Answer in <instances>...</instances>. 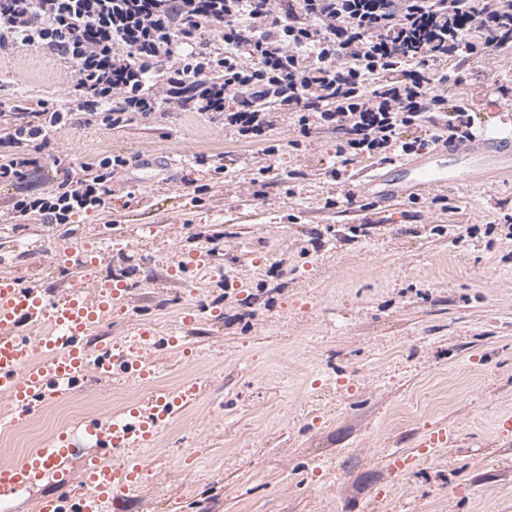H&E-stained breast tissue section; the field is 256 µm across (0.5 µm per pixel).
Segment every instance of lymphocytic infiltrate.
I'll list each match as a JSON object with an SVG mask.
<instances>
[{
	"label": "lymphocytic infiltrate",
	"instance_id": "f902f5d3",
	"mask_svg": "<svg viewBox=\"0 0 512 512\" xmlns=\"http://www.w3.org/2000/svg\"><path fill=\"white\" fill-rule=\"evenodd\" d=\"M512 49V0H0V55L34 50L77 67L60 107L0 105V182L40 168L53 128L91 116L108 129L171 111L210 112L240 138L266 141L287 115L314 146L336 136V165L387 162L473 138L476 115L444 84L466 54ZM237 108L224 109L225 96ZM40 193L0 200V222L68 224L105 208L123 156L66 166Z\"/></svg>",
	"mask_w": 512,
	"mask_h": 512
}]
</instances>
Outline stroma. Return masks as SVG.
<instances>
[{
	"label": "stroma",
	"mask_w": 512,
	"mask_h": 512,
	"mask_svg": "<svg viewBox=\"0 0 512 512\" xmlns=\"http://www.w3.org/2000/svg\"><path fill=\"white\" fill-rule=\"evenodd\" d=\"M463 67L469 81L448 92L484 112L498 103L494 84L512 79V51ZM74 74L50 54L0 57V100L61 103ZM298 136L285 117L269 134L279 151L267 156L208 114L112 130L91 121L51 132L40 171L0 184L2 199L50 186L57 143L76 165L129 160L106 209L69 224L0 223V281L53 300L87 275L122 280L125 307L103 335L129 343L149 325L159 385L201 384L156 447L141 449L125 512H512V435L501 432L512 419V240L501 227L512 181L449 186L450 213L429 192L382 204L355 238L364 211L325 206L344 192L327 173L335 135L304 154L290 146ZM201 155L222 156L224 172L206 173ZM261 166L269 186L257 198L250 179ZM295 168L306 176L288 183ZM194 181L212 185L198 203L186 191ZM145 222L155 234L142 233ZM81 243L99 251L88 272L57 260ZM181 250L204 264L172 274ZM149 391L86 377L30 421L0 427V464ZM441 428L448 443L420 450Z\"/></svg>",
	"instance_id": "stroma-1"
}]
</instances>
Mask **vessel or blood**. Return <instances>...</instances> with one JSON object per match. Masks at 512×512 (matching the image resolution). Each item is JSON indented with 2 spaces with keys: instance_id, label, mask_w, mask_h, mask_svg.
<instances>
[{
  "instance_id": "vessel-or-blood-1",
  "label": "vessel or blood",
  "mask_w": 512,
  "mask_h": 512,
  "mask_svg": "<svg viewBox=\"0 0 512 512\" xmlns=\"http://www.w3.org/2000/svg\"><path fill=\"white\" fill-rule=\"evenodd\" d=\"M458 159L474 172L512 175V131H486L465 142L438 145L418 158H397L361 175L358 187L384 202L411 188L434 190L453 182L448 164ZM126 296L121 282L102 289L82 282L56 300L37 288L0 283V396L11 403L12 424L29 421L49 400L69 396L88 375L140 381L153 376L147 358L116 350L100 336L104 321ZM44 320L51 322L52 333L25 332V325ZM199 392L194 380L175 391L157 387L144 402L118 413L80 419L21 461L0 466V502L53 484L56 492L43 495L38 512H111L126 500L143 470L134 449L156 446ZM102 451L113 453L112 463L99 460ZM75 460L83 463L77 483L68 470Z\"/></svg>"
}]
</instances>
